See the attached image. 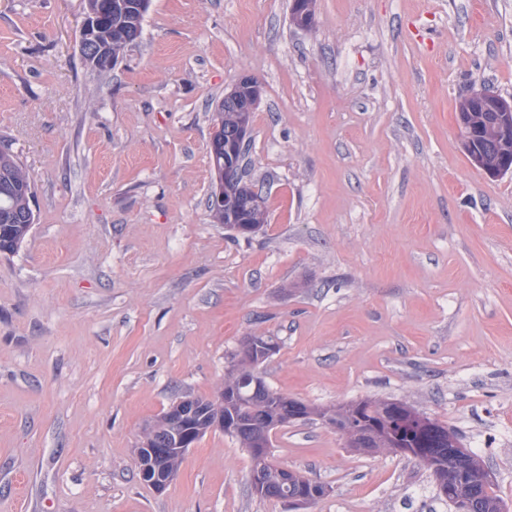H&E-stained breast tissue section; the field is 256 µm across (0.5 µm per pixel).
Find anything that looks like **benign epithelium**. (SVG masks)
<instances>
[{
	"label": "benign epithelium",
	"mask_w": 512,
	"mask_h": 512,
	"mask_svg": "<svg viewBox=\"0 0 512 512\" xmlns=\"http://www.w3.org/2000/svg\"><path fill=\"white\" fill-rule=\"evenodd\" d=\"M100 27L99 15L90 13L85 16L80 27V48L88 51L98 44V30ZM226 98L233 102L238 112H251L255 109L259 98V87L256 80L246 74L236 77L232 88ZM492 109L501 113L500 130L507 136L512 133V101L505 102L501 97L486 90H473L463 97V112H477ZM250 134V126L241 124L234 136V140L225 141L222 123L213 127L210 143L214 147H224V169L217 172V187L211 191V207L216 212L224 213V222L227 228L238 234H251L259 228L261 223V202L257 192L247 196L234 193V186L243 184V165L235 160L236 146L245 145ZM224 404V394H219L214 404L196 403L190 400H181L174 404L170 410L178 427L175 432V448L177 453H183L192 447L197 440L199 432L198 420L210 417L213 428L231 430L232 426L224 422V416L218 405ZM254 453L260 457L259 466L251 473V483L257 492L265 493L270 490L267 482V472L277 470L276 464L270 459L266 450L259 447ZM448 453V472L432 471L433 477L443 490L446 485L455 483L462 475V470L456 466L458 461L469 455L467 449L453 440ZM168 453L158 448L150 447V442L139 444L137 450V465L140 477L156 490L166 488L172 481L174 473L169 469ZM278 483L285 489H291L290 500L303 502L312 497L325 493L322 485L297 479L295 475H278Z\"/></svg>",
	"instance_id": "obj_1"
}]
</instances>
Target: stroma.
Instances as JSON below:
<instances>
[{"label":"stroma","instance_id":"1","mask_svg":"<svg viewBox=\"0 0 512 512\" xmlns=\"http://www.w3.org/2000/svg\"><path fill=\"white\" fill-rule=\"evenodd\" d=\"M151 0L112 69L86 0H0V143L35 224L0 254V512H455L431 470L354 450L318 417L272 454L323 485L263 498L211 430L163 491L135 450L184 397L216 399L248 336L267 385L333 408L398 400L456 433L512 512V172L464 148L470 87L512 101V0ZM260 87L244 237L207 197L214 118Z\"/></svg>","mask_w":512,"mask_h":512}]
</instances>
